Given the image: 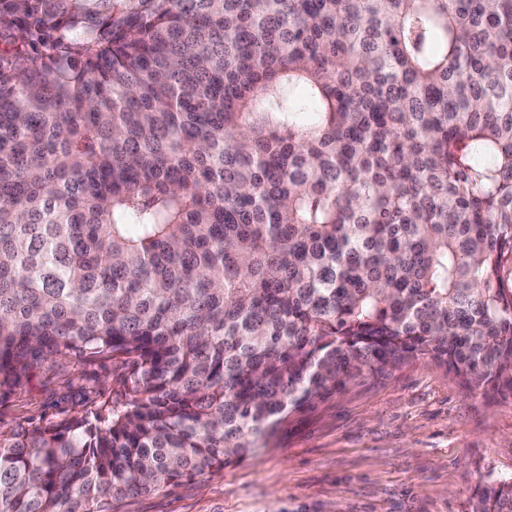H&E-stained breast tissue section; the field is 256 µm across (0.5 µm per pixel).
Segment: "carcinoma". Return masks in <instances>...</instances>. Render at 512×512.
<instances>
[{
    "instance_id": "1",
    "label": "carcinoma",
    "mask_w": 512,
    "mask_h": 512,
    "mask_svg": "<svg viewBox=\"0 0 512 512\" xmlns=\"http://www.w3.org/2000/svg\"><path fill=\"white\" fill-rule=\"evenodd\" d=\"M0 41V393L132 360L0 432V512L220 472L417 360L512 398V0H0ZM130 370L123 356L93 362L72 357L62 366L45 367L23 391L0 396V430L45 427L88 415L115 397Z\"/></svg>"
}]
</instances>
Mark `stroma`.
I'll list each match as a JSON object with an SVG mask.
<instances>
[{"instance_id": "35a3bbf8", "label": "stroma", "mask_w": 512, "mask_h": 512, "mask_svg": "<svg viewBox=\"0 0 512 512\" xmlns=\"http://www.w3.org/2000/svg\"><path fill=\"white\" fill-rule=\"evenodd\" d=\"M130 370L122 356L41 369L23 391L0 396V430L90 414ZM494 477H512V400L469 391L419 360L289 414L220 474L110 512H468Z\"/></svg>"}]
</instances>
